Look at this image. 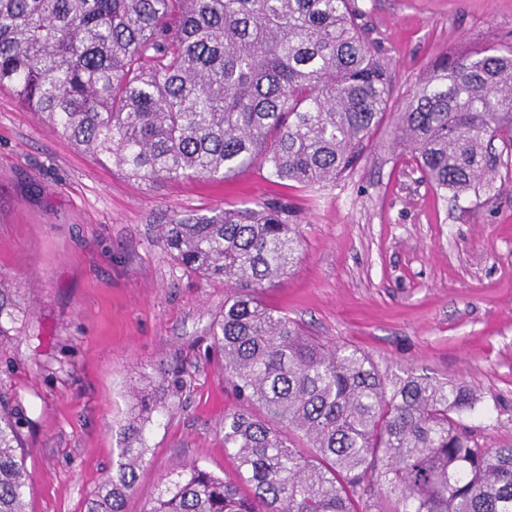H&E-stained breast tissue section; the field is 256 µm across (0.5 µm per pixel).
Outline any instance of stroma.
Wrapping results in <instances>:
<instances>
[{
    "label": "stroma",
    "mask_w": 512,
    "mask_h": 512,
    "mask_svg": "<svg viewBox=\"0 0 512 512\" xmlns=\"http://www.w3.org/2000/svg\"><path fill=\"white\" fill-rule=\"evenodd\" d=\"M356 4L403 93L440 55L512 43V0ZM389 143L384 123L355 170L317 193L274 186L258 164L224 182L148 186L0 91V286L22 310L0 341V393L29 418L27 512H85L122 446L130 392L152 369L178 370L183 386L147 428L125 512H145L189 461L236 479L220 428L238 402L208 336L231 290L179 268L157 227L280 193L299 258L263 302L382 373L467 386L481 399V440L512 446V170L446 200Z\"/></svg>",
    "instance_id": "1"
}]
</instances>
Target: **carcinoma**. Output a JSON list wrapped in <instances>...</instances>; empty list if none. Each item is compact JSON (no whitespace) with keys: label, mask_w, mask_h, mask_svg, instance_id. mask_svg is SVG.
<instances>
[{"label":"carcinoma","mask_w":512,"mask_h":512,"mask_svg":"<svg viewBox=\"0 0 512 512\" xmlns=\"http://www.w3.org/2000/svg\"><path fill=\"white\" fill-rule=\"evenodd\" d=\"M360 18L355 0H0V90L147 185L227 180L258 160L270 180L318 192L389 118L433 190L490 186L512 163V46L437 57L398 106ZM160 240L184 271L233 288L209 336L239 401L221 428L238 481L184 463L146 512H512V447L463 423L467 388L383 374L262 301L297 258L288 203L177 215ZM19 314L0 288V339ZM179 388L175 372L144 376L85 512H124L145 419ZM26 422L0 403V512H26Z\"/></svg>","instance_id":"carcinoma-1"}]
</instances>
